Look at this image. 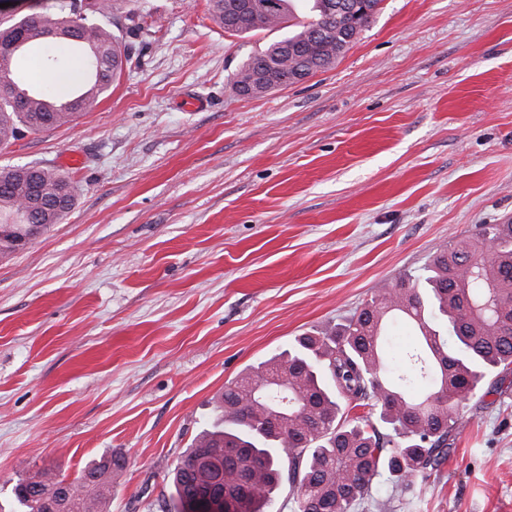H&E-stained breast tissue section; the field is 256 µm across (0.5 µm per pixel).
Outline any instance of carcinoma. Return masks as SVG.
<instances>
[{
  "label": "carcinoma",
  "mask_w": 512,
  "mask_h": 512,
  "mask_svg": "<svg viewBox=\"0 0 512 512\" xmlns=\"http://www.w3.org/2000/svg\"><path fill=\"white\" fill-rule=\"evenodd\" d=\"M266 11L229 19V0H209L224 31L286 33L245 59L233 84L248 82L262 64L292 77L336 63L369 25V13H336L326 0H269ZM118 0H39L40 11L0 17V147L38 130L71 122L96 107L120 76L128 51L112 29ZM60 34L75 45L82 78L63 96L32 84L14 63L29 48ZM74 206L71 180L39 164L0 169V256L16 252L22 234L59 224ZM492 300L496 317H467L470 301ZM398 320L412 343L400 361L386 349ZM512 369V223L483 224L473 237L436 250L421 272L406 273L372 297L346 323L294 338L275 354L225 383L218 417L192 441L171 472L174 512H268L288 486L292 512H388L372 496L388 475L402 492L426 482L448 461L463 410L475 396L499 390L494 371ZM288 375L271 388L270 375ZM366 409L350 415L354 408ZM121 455L103 457L68 482L43 467L13 487L23 512H104Z\"/></svg>",
  "instance_id": "obj_1"
}]
</instances>
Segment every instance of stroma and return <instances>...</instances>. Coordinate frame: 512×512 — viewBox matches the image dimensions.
<instances>
[{
	"label": "stroma",
	"instance_id": "1",
	"mask_svg": "<svg viewBox=\"0 0 512 512\" xmlns=\"http://www.w3.org/2000/svg\"><path fill=\"white\" fill-rule=\"evenodd\" d=\"M115 20L131 53L97 107L0 148L75 190L0 258V512L25 471L71 480L111 453L107 512H164L227 381L512 222V0H382L332 67L257 98L231 77L272 32L230 35L208 0ZM372 492L512 512V383L469 401L426 489Z\"/></svg>",
	"mask_w": 512,
	"mask_h": 512
}]
</instances>
